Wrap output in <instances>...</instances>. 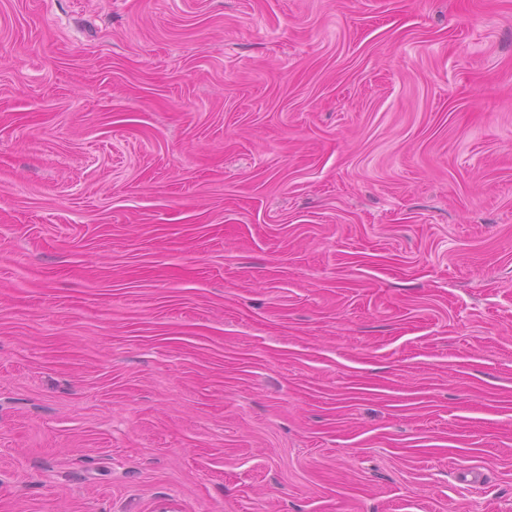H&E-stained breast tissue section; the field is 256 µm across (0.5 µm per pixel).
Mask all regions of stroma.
I'll return each mask as SVG.
<instances>
[{"label":"stroma","mask_w":512,"mask_h":512,"mask_svg":"<svg viewBox=\"0 0 512 512\" xmlns=\"http://www.w3.org/2000/svg\"><path fill=\"white\" fill-rule=\"evenodd\" d=\"M0 512H512V0H0Z\"/></svg>","instance_id":"stroma-1"}]
</instances>
